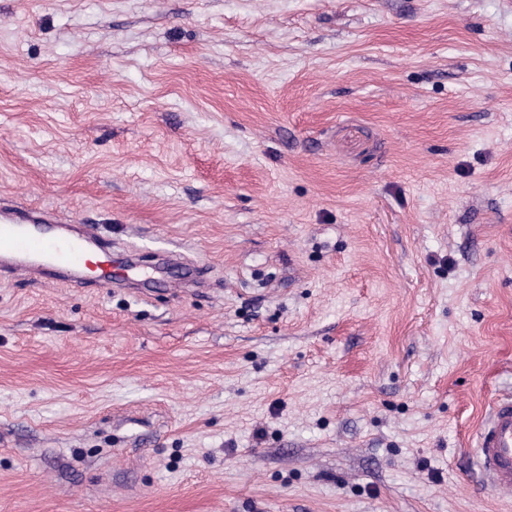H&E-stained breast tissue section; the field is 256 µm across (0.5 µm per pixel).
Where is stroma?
<instances>
[{
    "label": "stroma",
    "instance_id": "stroma-1",
    "mask_svg": "<svg viewBox=\"0 0 512 512\" xmlns=\"http://www.w3.org/2000/svg\"><path fill=\"white\" fill-rule=\"evenodd\" d=\"M0 512H512V0H0ZM11 210L13 215L8 217L0 209V256L13 257V270L31 272L30 260L41 259L45 262V272L41 274L62 280V273L75 267L85 269L90 258L96 257L103 268V278L112 279V268L119 261L112 254L111 244L103 241L93 224H75L73 233H64L56 224H67V219L17 205ZM479 472L501 491L512 490V395L496 399L476 433Z\"/></svg>",
    "mask_w": 512,
    "mask_h": 512
}]
</instances>
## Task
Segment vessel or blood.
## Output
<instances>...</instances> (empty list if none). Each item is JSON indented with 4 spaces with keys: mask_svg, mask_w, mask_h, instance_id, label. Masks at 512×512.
Listing matches in <instances>:
<instances>
[{
    "mask_svg": "<svg viewBox=\"0 0 512 512\" xmlns=\"http://www.w3.org/2000/svg\"><path fill=\"white\" fill-rule=\"evenodd\" d=\"M60 218L13 206L11 215L0 213V256L14 259L15 270L31 272V260L45 263V277L57 279L97 258L104 279H111L118 260L94 225H76L73 232L59 228ZM476 457L481 475L501 491L512 490V395L496 399L476 433Z\"/></svg>",
    "mask_w": 512,
    "mask_h": 512,
    "instance_id": "b4317fda",
    "label": "vessel or blood"
}]
</instances>
